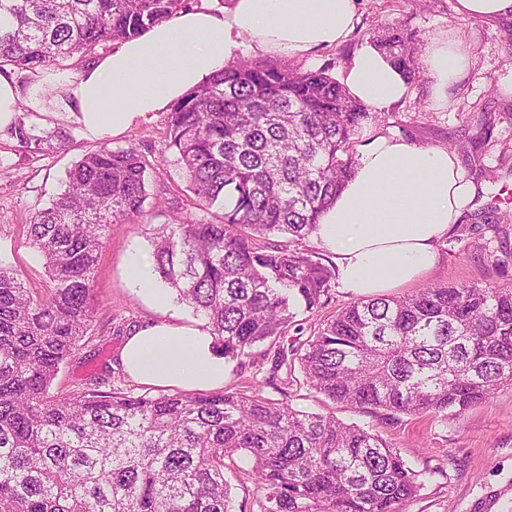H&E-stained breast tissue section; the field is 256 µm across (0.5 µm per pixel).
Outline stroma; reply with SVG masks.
Returning <instances> with one entry per match:
<instances>
[{"instance_id":"stroma-1","label":"stroma","mask_w":512,"mask_h":512,"mask_svg":"<svg viewBox=\"0 0 512 512\" xmlns=\"http://www.w3.org/2000/svg\"><path fill=\"white\" fill-rule=\"evenodd\" d=\"M457 0H358L357 22L350 38L294 60L297 68H328L342 76L358 49L369 45L384 25H401L426 49L430 37L447 31L466 46L470 64L447 101L436 99L433 80L419 67L410 92L400 103L377 112L356 138L354 150L378 133L418 145L453 150L459 166L475 189L458 224L436 245L439 263L430 273L432 283L512 285V17L494 20L461 16ZM58 87L44 85L41 112L22 108L21 117L36 130H59L66 136L63 149L38 152L19 148L15 139L0 135V265L17 270L28 288L43 292L48 278L43 259L25 244L30 217L47 207L65 188L68 169L97 149L99 140L86 137L73 115L59 104ZM110 147L136 146L155 160L149 179L150 196L143 218L113 224L102 249L94 278L98 314L81 348L61 367L52 388H70L86 374L117 368L118 352L128 331L149 320L164 319L163 311L130 288L125 265L130 253L150 257L155 228L173 214L200 217L183 171L167 148V115L148 114ZM296 339L287 331L275 344L255 347L251 357L234 364L224 387L251 393L262 385L264 396L287 399L312 412H331L348 423L378 433L397 448L414 469L426 477L418 495L400 512H474L483 497L500 499L497 512H512V388L493 399L449 416L400 415L388 418L363 414L330 403L308 390L301 374L288 384L265 385L273 373L278 350H290ZM250 464L237 454L224 468L231 486L234 512H259L260 492L249 477Z\"/></svg>"}]
</instances>
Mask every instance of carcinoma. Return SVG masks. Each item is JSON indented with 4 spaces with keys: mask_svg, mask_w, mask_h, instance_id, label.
Returning <instances> with one entry per match:
<instances>
[{
    "mask_svg": "<svg viewBox=\"0 0 512 512\" xmlns=\"http://www.w3.org/2000/svg\"><path fill=\"white\" fill-rule=\"evenodd\" d=\"M184 0H0V70L66 68L140 36ZM374 46L407 83L414 38L396 24ZM374 113L329 69L240 60L169 113L168 148L204 219L176 216L152 240L154 271L202 316L232 362L274 341L298 311L324 305L336 266L293 247L352 177L354 139ZM19 147L62 148L60 131L11 132ZM155 164L103 143L27 224L51 286L38 295L0 266V512H233L225 459L244 452L260 512H399L425 472L378 434L331 413L224 391L157 396L104 390L91 375L51 386L96 320L98 255L112 223L134 222ZM293 358H288V355ZM362 413L443 420L512 386V288L432 283L357 298L274 369Z\"/></svg>",
    "mask_w": 512,
    "mask_h": 512,
    "instance_id": "obj_1",
    "label": "carcinoma"
}]
</instances>
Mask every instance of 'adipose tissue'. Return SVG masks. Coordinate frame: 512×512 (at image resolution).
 Returning <instances> with one entry per match:
<instances>
[{
	"label": "adipose tissue",
	"mask_w": 512,
	"mask_h": 512,
	"mask_svg": "<svg viewBox=\"0 0 512 512\" xmlns=\"http://www.w3.org/2000/svg\"><path fill=\"white\" fill-rule=\"evenodd\" d=\"M357 0H226L179 11L143 35L118 42L76 78L42 71L59 86L60 102L96 138L122 134L147 114L168 111L191 89L250 47L288 58L346 41L355 28ZM425 63L444 99L469 65L462 44L439 32ZM342 82L365 105L383 110L404 98L403 76L375 49L356 51ZM40 110L38 88L21 94L12 70L0 71V134L11 131L20 99ZM472 196L456 156L385 134L361 150L356 173L320 218L314 240L333 252L339 280L358 296L389 294L427 277L439 262L437 242L456 224ZM126 278L145 300L165 310L177 302L138 254ZM137 382L185 390L222 388L231 370L203 328L168 320L134 327L119 352Z\"/></svg>",
	"instance_id": "adipose-tissue-1"
}]
</instances>
